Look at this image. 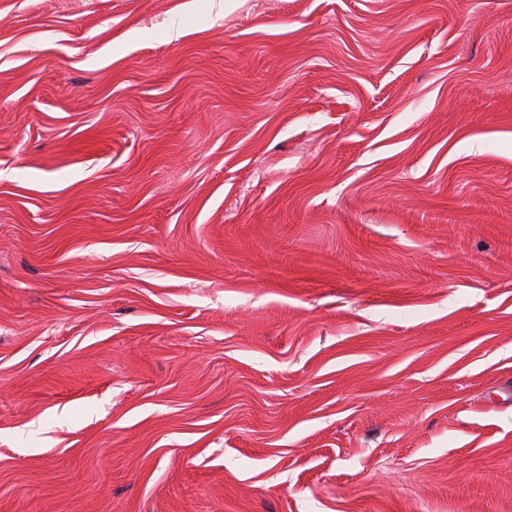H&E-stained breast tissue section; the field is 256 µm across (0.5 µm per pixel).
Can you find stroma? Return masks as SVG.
Instances as JSON below:
<instances>
[{
  "label": "stroma",
  "mask_w": 512,
  "mask_h": 512,
  "mask_svg": "<svg viewBox=\"0 0 512 512\" xmlns=\"http://www.w3.org/2000/svg\"><path fill=\"white\" fill-rule=\"evenodd\" d=\"M0 512H512V0H0Z\"/></svg>",
  "instance_id": "obj_1"
}]
</instances>
